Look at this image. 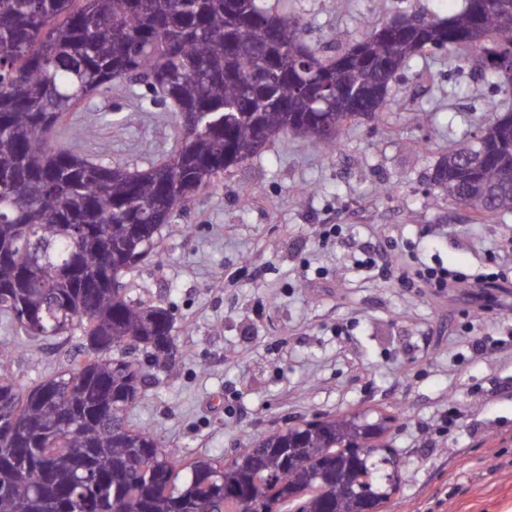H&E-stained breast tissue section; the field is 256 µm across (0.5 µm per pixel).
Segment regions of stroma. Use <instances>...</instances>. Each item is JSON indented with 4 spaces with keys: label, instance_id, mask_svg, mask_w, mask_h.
<instances>
[{
    "label": "stroma",
    "instance_id": "stroma-1",
    "mask_svg": "<svg viewBox=\"0 0 512 512\" xmlns=\"http://www.w3.org/2000/svg\"><path fill=\"white\" fill-rule=\"evenodd\" d=\"M311 46L352 44L372 20L445 18L462 0H273ZM512 92L473 60L437 51L389 85L381 120L360 118L328 154L293 134L197 193L127 275L131 297L166 308L176 358L147 376L131 425L162 436L184 462L234 458L249 441L344 413L385 416L400 458L385 512H512V290L404 285L442 265L466 275L512 269V213L478 223L434 199L436 162L478 132ZM79 154L144 169L170 158L181 131L170 106L115 81L63 120ZM326 224L343 228L322 236ZM386 246L391 269L358 261ZM490 336L500 345L482 351ZM81 334L25 344L0 375L20 393L65 370ZM454 425H447V418Z\"/></svg>",
    "mask_w": 512,
    "mask_h": 512
}]
</instances>
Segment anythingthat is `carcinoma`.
<instances>
[{"instance_id": "cac0c4a2", "label": "carcinoma", "mask_w": 512, "mask_h": 512, "mask_svg": "<svg viewBox=\"0 0 512 512\" xmlns=\"http://www.w3.org/2000/svg\"><path fill=\"white\" fill-rule=\"evenodd\" d=\"M379 22L346 49H312L299 20L265 0H0V312L25 339L78 329L83 359L21 397L0 382V512H363L398 480L384 424L362 414L319 418L251 442L222 463L179 454L129 424L145 375L122 347L158 366L174 342L171 314L129 296L125 277L176 210L278 134L340 146L345 123L377 118L391 78L427 49L469 54L512 92V0H463L444 20ZM122 80L180 117L183 137L146 169L95 162L54 145L78 99ZM327 94L326 106L311 102ZM434 165L448 200L476 219L512 212V124L489 120ZM39 277L28 276L31 267ZM343 465L344 485L321 473ZM88 469L91 485L76 483Z\"/></svg>"}]
</instances>
